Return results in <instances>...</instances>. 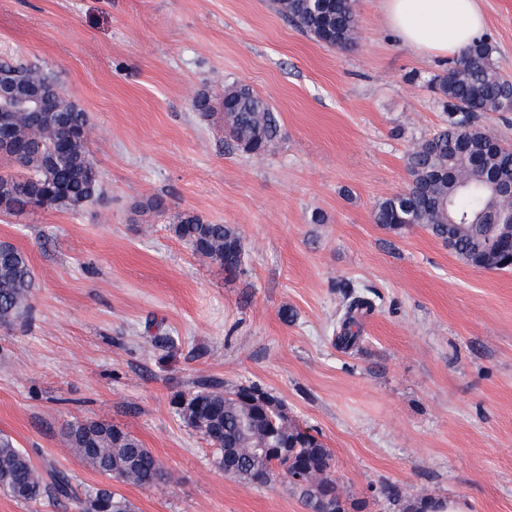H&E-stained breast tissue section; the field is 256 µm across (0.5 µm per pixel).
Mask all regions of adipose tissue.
<instances>
[{"mask_svg": "<svg viewBox=\"0 0 512 512\" xmlns=\"http://www.w3.org/2000/svg\"><path fill=\"white\" fill-rule=\"evenodd\" d=\"M388 27L417 54L445 57L471 43L485 23L479 0H378Z\"/></svg>", "mask_w": 512, "mask_h": 512, "instance_id": "1", "label": "adipose tissue"}]
</instances>
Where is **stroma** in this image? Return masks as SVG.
<instances>
[{
  "label": "stroma",
  "mask_w": 512,
  "mask_h": 512,
  "mask_svg": "<svg viewBox=\"0 0 512 512\" xmlns=\"http://www.w3.org/2000/svg\"><path fill=\"white\" fill-rule=\"evenodd\" d=\"M481 7L512 74V0ZM355 8L356 43L340 50L271 0H0V61L56 72L88 114L105 189L77 212L0 215V241L35 273L29 314L0 327V435L37 466L119 489L138 512H306L284 479L225 475L173 406L256 384L331 448L361 512L450 496L512 512V272L373 220L444 121L429 81L447 62L404 46L377 0ZM237 84L279 117L267 153L231 148L219 114L194 106ZM155 198L164 212L143 210ZM181 214L240 231L236 275L174 236ZM354 290L375 309L345 352L336 321ZM91 419L139 438L174 483L119 486L85 466L64 427Z\"/></svg>",
  "instance_id": "35a3bbf8"
}]
</instances>
